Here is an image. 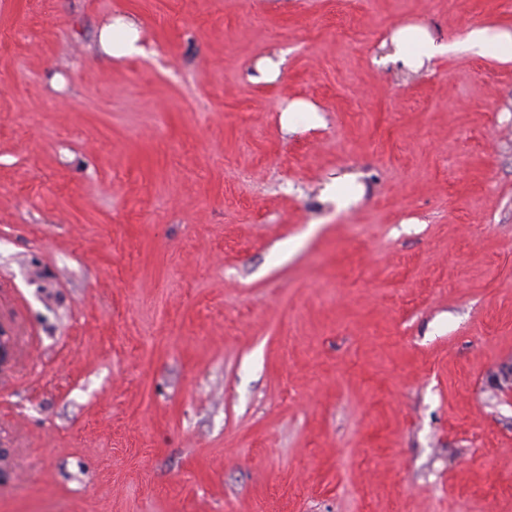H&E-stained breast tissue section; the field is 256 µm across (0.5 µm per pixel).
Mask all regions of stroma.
<instances>
[{
	"instance_id": "obj_1",
	"label": "stroma",
	"mask_w": 512,
	"mask_h": 512,
	"mask_svg": "<svg viewBox=\"0 0 512 512\" xmlns=\"http://www.w3.org/2000/svg\"><path fill=\"white\" fill-rule=\"evenodd\" d=\"M476 27L512 0H0V512H512ZM126 35L121 39H115L114 37V29L112 31V26L104 28L101 36V42L105 49H109L112 44V52L118 51L122 54H131L136 51L135 41L137 40V34L135 29L131 26H126ZM397 61L408 67H422L434 57L448 52V44L436 43L428 32L418 26L399 28L392 39Z\"/></svg>"
}]
</instances>
